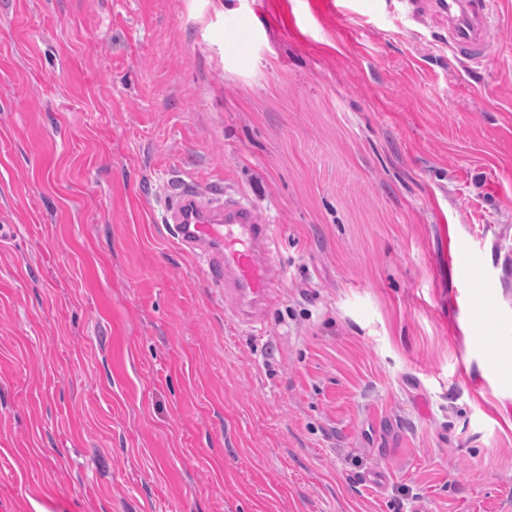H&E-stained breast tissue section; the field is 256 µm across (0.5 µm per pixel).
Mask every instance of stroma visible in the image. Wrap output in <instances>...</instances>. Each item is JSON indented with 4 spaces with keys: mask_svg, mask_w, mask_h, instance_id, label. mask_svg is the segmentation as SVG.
I'll return each instance as SVG.
<instances>
[{
    "mask_svg": "<svg viewBox=\"0 0 512 512\" xmlns=\"http://www.w3.org/2000/svg\"><path fill=\"white\" fill-rule=\"evenodd\" d=\"M494 23L467 66L401 0H0V512H512ZM182 183L273 226L260 323Z\"/></svg>",
    "mask_w": 512,
    "mask_h": 512,
    "instance_id": "obj_1",
    "label": "stroma"
}]
</instances>
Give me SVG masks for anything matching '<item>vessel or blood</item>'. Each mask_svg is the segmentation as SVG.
Wrapping results in <instances>:
<instances>
[{
	"mask_svg": "<svg viewBox=\"0 0 512 512\" xmlns=\"http://www.w3.org/2000/svg\"><path fill=\"white\" fill-rule=\"evenodd\" d=\"M413 17H442L446 40L459 62L475 64L496 49L493 0H406ZM181 247L205 258L213 287L232 298V319L251 324L271 305L279 280L271 258L273 230L254 208L223 193L183 190L171 214Z\"/></svg>",
	"mask_w": 512,
	"mask_h": 512,
	"instance_id": "1",
	"label": "vessel or blood"
}]
</instances>
